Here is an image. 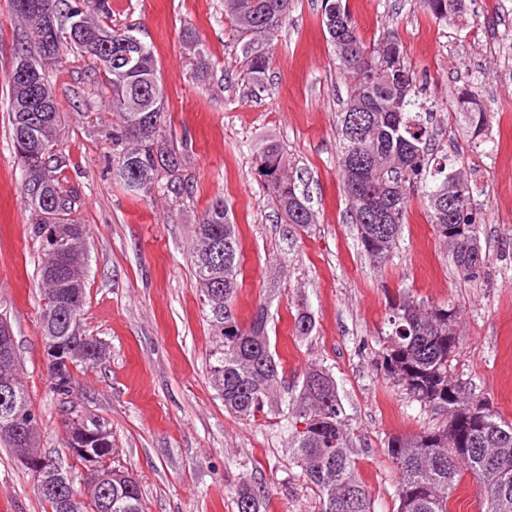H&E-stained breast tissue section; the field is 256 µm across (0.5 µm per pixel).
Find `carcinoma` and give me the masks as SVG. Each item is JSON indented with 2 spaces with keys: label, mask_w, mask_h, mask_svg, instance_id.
Masks as SVG:
<instances>
[{
  "label": "carcinoma",
  "mask_w": 512,
  "mask_h": 512,
  "mask_svg": "<svg viewBox=\"0 0 512 512\" xmlns=\"http://www.w3.org/2000/svg\"><path fill=\"white\" fill-rule=\"evenodd\" d=\"M38 2L11 0L27 32L18 47L52 57L55 67L63 63L69 48L91 59L94 81L111 92L112 111L119 118L112 128L113 173L146 197L157 190L181 194L180 171L186 153L169 148L164 137L163 93L151 46L139 44L136 66L123 64L121 43L131 34L112 28L105 0H59L52 11V37L44 39L34 13ZM476 2L420 0L436 20L445 23L464 20ZM290 8L291 0H224V12L242 43L250 79L259 88L270 69L268 45L288 19ZM79 14L83 20L78 31L72 28V21ZM321 22L342 69L353 74L345 108L338 113L340 168L362 250L376 265L390 261L409 195L419 190L438 240L445 246L456 241L455 249L448 251L454 266L465 274L478 273L488 257L479 238L480 216L471 205L475 179L459 157L435 143L431 113L420 100L416 78L404 64L399 43L387 36L366 45L343 0H322ZM184 38L193 50V78L207 76L209 61L203 42L192 31ZM7 82L11 138L23 172L22 196L29 198L37 184L44 196L62 202L56 217L34 209V233L42 243L40 320L46 341L66 335L70 319L83 315L85 231L71 219L76 196L61 180L69 166L61 141L64 116L46 72H41L40 92L49 102V112L33 127L27 125L22 112L28 91L10 78ZM452 110L468 139H488L492 114L472 87L458 91ZM289 166L277 144L269 142L259 149L256 174L270 190L278 213L286 223L305 230L314 223V214L289 174ZM214 239L221 240L223 255L210 258L207 246ZM239 255L237 225L224 200L215 199L196 224L192 250L197 286L217 328L210 383L225 409L254 418L271 403L281 364L271 351L265 307L259 306L247 325L239 324L232 315L239 287ZM387 328L381 370L403 387L421 410L444 418L439 428L388 443V456L399 473L396 512H451L452 494L466 473L478 484L484 512H512V421L466 394L453 379L451 361L461 341L456 309L401 296L390 303ZM312 330L311 313L303 307L297 309L295 335L308 336ZM71 342L70 350L78 354L75 366L81 369L105 357L104 344L98 339L80 341L75 337ZM14 403L24 418L10 434L3 432L0 421V441L17 456H36L37 416L20 381ZM287 415L292 458L322 501V512H374L357 472L347 419L332 376L319 367L308 369L299 395L287 405ZM83 447L100 449L96 456L101 473L109 480L90 479L85 494L69 491L65 501L53 490H37L51 512H62L65 506L68 512H143L137 479L112 460V433L93 438ZM261 505L260 493L242 484L236 497L237 512H260Z\"/></svg>",
  "instance_id": "carcinoma-1"
}]
</instances>
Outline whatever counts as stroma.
<instances>
[{
    "instance_id": "stroma-1",
    "label": "stroma",
    "mask_w": 512,
    "mask_h": 512,
    "mask_svg": "<svg viewBox=\"0 0 512 512\" xmlns=\"http://www.w3.org/2000/svg\"><path fill=\"white\" fill-rule=\"evenodd\" d=\"M112 26L151 45L166 99L171 147L186 149L182 198L133 196L112 174L115 118L92 64L68 53L48 71L65 122L69 157L62 181L77 196L74 219L87 237L85 334L105 343L102 363L78 375L73 399L112 433L115 459L140 484L144 512H236L242 482L267 489L262 512H321L292 459L282 410L308 368H326L338 385L357 471L374 512H396L398 473L387 443L438 426L377 367L389 302L405 293L459 312L461 344L452 370L474 396L512 421V0H478L464 27L432 19L419 0H348L366 44L397 39L404 62L434 106L436 141L478 171L474 206L489 263L462 274L438 242L421 192L390 262L375 268L362 250L339 167L337 114L348 75L321 25V0H292L270 50L263 88L247 80L246 60L224 14V0H107ZM195 29L210 76L195 81L182 40ZM24 28L0 0V316L15 336L20 378L38 418V449L80 469L62 440L64 415L47 383L38 288L40 242L21 194L22 171L10 139L9 86ZM473 85L493 114L486 144L459 135L448 105ZM277 143L308 194L317 222L300 231L278 219L254 173L265 142ZM237 226L240 287L232 305L249 323L265 306L272 346L283 363L271 407L256 418L228 413L207 374L215 327L197 289L189 249L194 227L214 198ZM307 307L310 335L293 333L292 310ZM0 512H49L28 470L0 443Z\"/></svg>"
}]
</instances>
